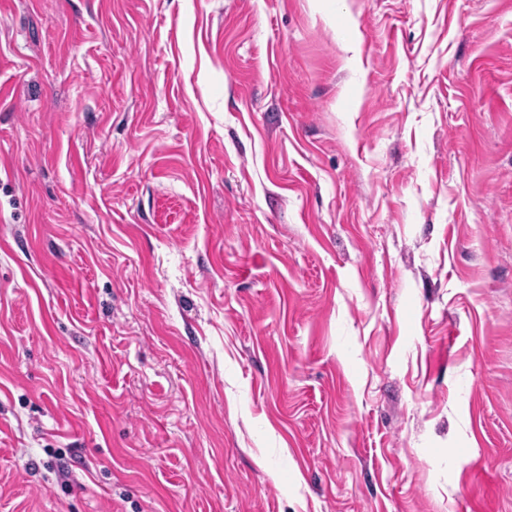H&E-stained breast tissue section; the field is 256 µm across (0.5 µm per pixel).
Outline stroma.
<instances>
[{"instance_id": "stroma-1", "label": "stroma", "mask_w": 512, "mask_h": 512, "mask_svg": "<svg viewBox=\"0 0 512 512\" xmlns=\"http://www.w3.org/2000/svg\"><path fill=\"white\" fill-rule=\"evenodd\" d=\"M0 512H512V0H0Z\"/></svg>"}]
</instances>
